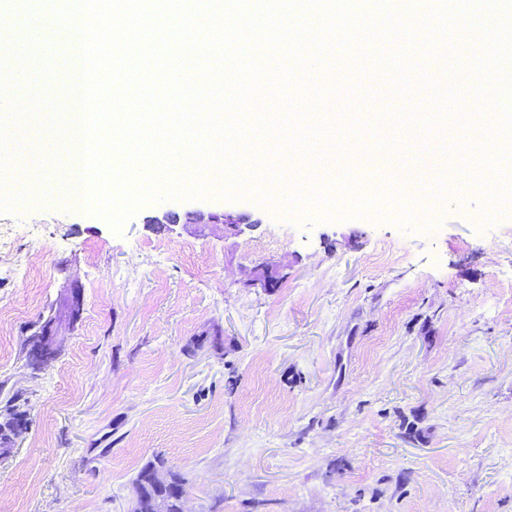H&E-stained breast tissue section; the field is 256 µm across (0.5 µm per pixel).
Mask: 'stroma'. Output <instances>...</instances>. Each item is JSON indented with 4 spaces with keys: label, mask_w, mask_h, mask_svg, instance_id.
<instances>
[{
    "label": "stroma",
    "mask_w": 512,
    "mask_h": 512,
    "mask_svg": "<svg viewBox=\"0 0 512 512\" xmlns=\"http://www.w3.org/2000/svg\"><path fill=\"white\" fill-rule=\"evenodd\" d=\"M29 48L20 96L66 82L69 31L46 0H0ZM41 24L36 46L29 31ZM326 115L349 132L408 97ZM456 195L409 216L297 224L252 198L164 200L114 230L36 197L0 211V408L29 427L0 457V512H128L154 456L185 512H512V197L482 224ZM175 224L157 228L161 208ZM237 216L242 233L213 223ZM278 282L250 286L256 267ZM56 319L57 355L30 339ZM55 328V321L50 319L44 324L38 336H34L29 352L30 363L34 368L55 356L56 350L53 346Z\"/></svg>",
    "instance_id": "35a3bbf8"
}]
</instances>
